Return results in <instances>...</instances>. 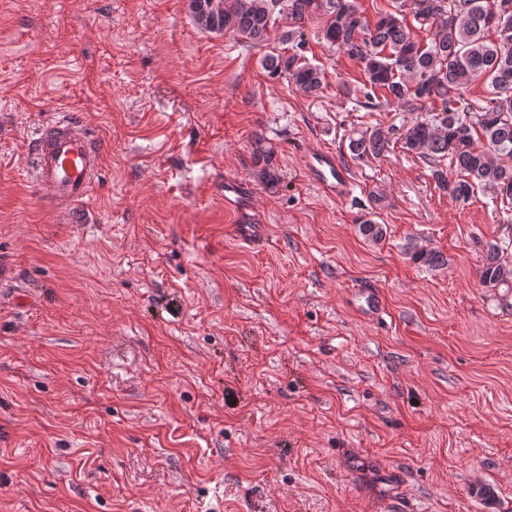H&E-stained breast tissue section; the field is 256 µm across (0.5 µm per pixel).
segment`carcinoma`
I'll return each instance as SVG.
<instances>
[{
  "instance_id": "obj_1",
  "label": "carcinoma",
  "mask_w": 512,
  "mask_h": 512,
  "mask_svg": "<svg viewBox=\"0 0 512 512\" xmlns=\"http://www.w3.org/2000/svg\"><path fill=\"white\" fill-rule=\"evenodd\" d=\"M189 0L195 25L208 33H230L253 44L269 40L279 17L294 28L281 35L290 54L270 53L262 66L272 79H285L312 96L326 85L327 75L307 61L303 26L313 17L323 20L322 39L360 63L366 87L364 107L371 111L397 104L425 117L402 137V148L421 155L437 186L458 201L476 190L499 194L512 208V0H391L375 23L363 17L356 0ZM431 33L427 45L413 35L407 16ZM482 82L487 97H467L468 86ZM392 130L376 126L353 138L349 150L363 158L379 156L390 147ZM274 150L261 144L253 164L261 180L273 187L277 176ZM456 167L450 179L444 160ZM359 233L373 241L383 237V225L364 218ZM495 241L486 244L480 269L485 288L512 287V266L499 257ZM430 267L445 265L434 249L413 253Z\"/></svg>"
}]
</instances>
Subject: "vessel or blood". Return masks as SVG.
Returning <instances> with one entry per match:
<instances>
[{
    "label": "vessel or blood",
    "mask_w": 512,
    "mask_h": 512,
    "mask_svg": "<svg viewBox=\"0 0 512 512\" xmlns=\"http://www.w3.org/2000/svg\"><path fill=\"white\" fill-rule=\"evenodd\" d=\"M29 155L34 179L48 204L68 206L90 197L102 167V157L96 137L80 125L66 118L43 125L30 141ZM304 166L326 195H349L350 174L334 154L311 151L305 157ZM224 201L238 210V240L253 245L262 242L266 227L252 211L248 184L240 179H225Z\"/></svg>",
    "instance_id": "vessel-or-blood-1"
}]
</instances>
